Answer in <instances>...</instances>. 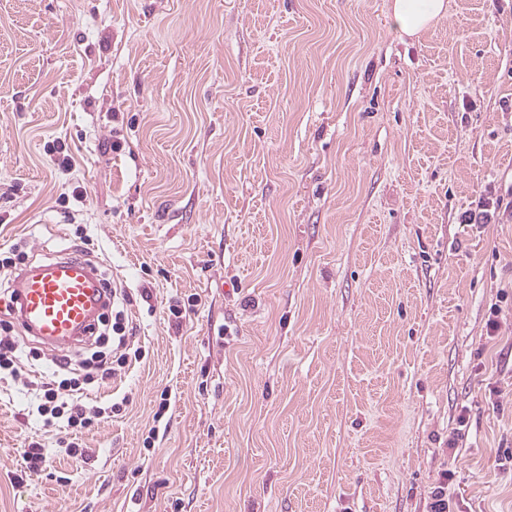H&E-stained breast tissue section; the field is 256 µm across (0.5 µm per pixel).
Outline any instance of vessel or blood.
<instances>
[{"instance_id":"b4317fda","label":"vessel or blood","mask_w":512,"mask_h":512,"mask_svg":"<svg viewBox=\"0 0 512 512\" xmlns=\"http://www.w3.org/2000/svg\"><path fill=\"white\" fill-rule=\"evenodd\" d=\"M24 331L51 346L90 336L107 306V284L83 257L62 253L21 269L12 281Z\"/></svg>"}]
</instances>
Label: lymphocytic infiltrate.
Returning <instances> with one entry per match:
<instances>
[{
	"label": "lymphocytic infiltrate",
	"mask_w": 512,
	"mask_h": 512,
	"mask_svg": "<svg viewBox=\"0 0 512 512\" xmlns=\"http://www.w3.org/2000/svg\"><path fill=\"white\" fill-rule=\"evenodd\" d=\"M13 330V324L0 325V373L10 377L18 390L33 399L36 413L45 426L80 433L95 427L109 414L121 412L122 403L94 407L88 405L87 398L107 386L117 368L126 365L129 357H141V350H134L130 355L122 352L115 358L96 351L76 367L65 358L56 361L50 375L39 378L35 375L39 352L25 349L13 338Z\"/></svg>",
	"instance_id": "f902f5d3"
}]
</instances>
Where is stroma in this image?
<instances>
[{
	"label": "stroma",
	"mask_w": 512,
	"mask_h": 512,
	"mask_svg": "<svg viewBox=\"0 0 512 512\" xmlns=\"http://www.w3.org/2000/svg\"><path fill=\"white\" fill-rule=\"evenodd\" d=\"M390 3L0 0V259L85 255L144 351L81 466L0 380V512H512V210L459 221L512 189V0ZM394 21L400 31L416 36L448 14L447 0H393ZM503 205V199L496 198V201H481L478 204L479 209L467 210L460 216V223L463 224H491L499 219L500 209ZM494 221V222H492ZM28 448H24L21 452V460L24 472L35 473L42 470L48 457V449L44 448L41 443L30 442ZM25 469L27 471H25ZM452 479L450 470H446L438 484L430 492L427 512H452L451 499L448 495V481Z\"/></svg>",
	"instance_id": "stroma-1"
}]
</instances>
